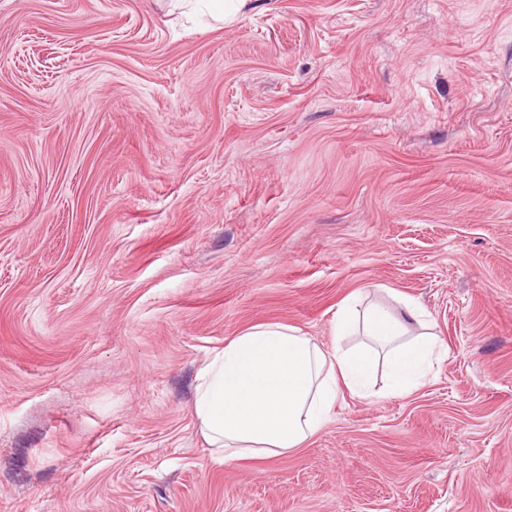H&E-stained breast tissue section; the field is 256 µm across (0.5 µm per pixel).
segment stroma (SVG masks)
<instances>
[{
  "label": "stroma",
  "mask_w": 512,
  "mask_h": 512,
  "mask_svg": "<svg viewBox=\"0 0 512 512\" xmlns=\"http://www.w3.org/2000/svg\"><path fill=\"white\" fill-rule=\"evenodd\" d=\"M358 291L424 383L213 457L207 355ZM0 512H512V0H0ZM403 310L393 313L381 305L369 307L361 314V329L385 352L390 368V385L383 392L387 396L401 395L419 386L425 371L437 358V342L431 333L412 334V325L423 327L418 306L410 298H396ZM408 336H418L408 338Z\"/></svg>",
  "instance_id": "35a3bbf8"
}]
</instances>
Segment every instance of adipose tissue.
<instances>
[{
    "instance_id": "ef3b65f1",
    "label": "adipose tissue",
    "mask_w": 512,
    "mask_h": 512,
    "mask_svg": "<svg viewBox=\"0 0 512 512\" xmlns=\"http://www.w3.org/2000/svg\"><path fill=\"white\" fill-rule=\"evenodd\" d=\"M359 300L354 294L338 305L332 346L297 327L269 322L245 328L207 357L197 376L194 415L212 454L237 460L276 456L318 433L343 394L366 397L377 358L370 349L344 346L354 328L385 352L387 395L423 382L438 345L413 336V325L421 321L416 303L405 298L401 312L374 305L361 313Z\"/></svg>"
}]
</instances>
